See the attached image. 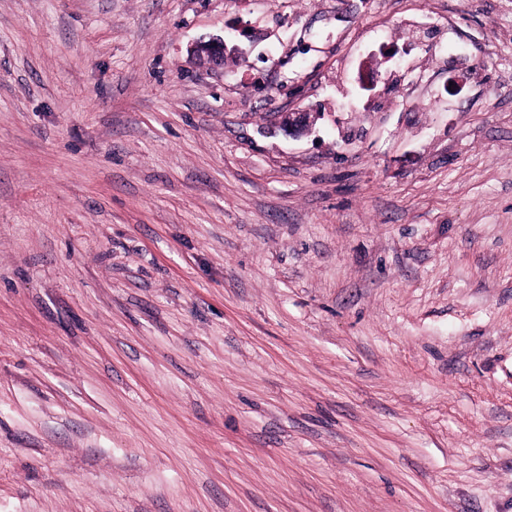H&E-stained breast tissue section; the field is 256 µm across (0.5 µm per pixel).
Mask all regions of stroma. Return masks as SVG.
Here are the masks:
<instances>
[{
	"label": "stroma",
	"instance_id": "35a3bbf8",
	"mask_svg": "<svg viewBox=\"0 0 512 512\" xmlns=\"http://www.w3.org/2000/svg\"><path fill=\"white\" fill-rule=\"evenodd\" d=\"M0 512H512V0H0ZM192 54L199 63L213 68H224V64L230 57L245 59V52L238 45L230 48L224 41V37L216 36L208 40H200L192 45ZM276 116L285 131L300 136L311 130L319 115L315 112H278Z\"/></svg>",
	"mask_w": 512,
	"mask_h": 512
}]
</instances>
